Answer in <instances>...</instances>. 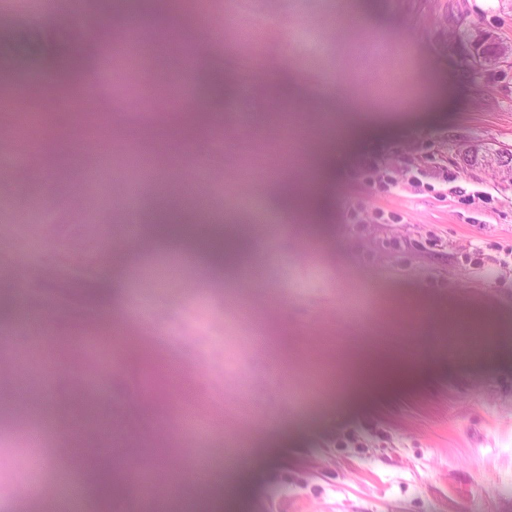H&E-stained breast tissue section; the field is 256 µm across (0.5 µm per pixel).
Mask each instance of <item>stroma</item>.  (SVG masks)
<instances>
[{
    "label": "stroma",
    "mask_w": 512,
    "mask_h": 512,
    "mask_svg": "<svg viewBox=\"0 0 512 512\" xmlns=\"http://www.w3.org/2000/svg\"><path fill=\"white\" fill-rule=\"evenodd\" d=\"M49 10L0 0V72L25 82L75 38ZM203 16L214 33L188 102L221 113L216 133L187 137L168 164L117 135L73 176L40 159L0 177V365L33 395L0 397V512H69L81 480L59 402L76 395L112 417L116 442L161 451L183 495L207 496L195 476L218 474L223 512H512V177L464 161L512 150V63L476 76L462 60L472 29L512 44V0H352L348 14L334 0H192L173 22ZM254 59L268 78L295 74L301 100L277 115L260 98L212 104L210 70ZM181 77L178 58L128 51L100 111L164 116L158 92ZM369 105L383 108L376 127L344 145L337 107ZM245 110L261 125L295 118L300 155L332 153L319 177L286 164L294 192L316 191L314 219L285 217L274 180L225 152ZM90 193L99 233L79 241ZM170 205L241 239L276 225L254 244L264 288L157 238ZM17 290L45 306L48 340L19 317ZM355 351L412 373L347 395ZM164 357L180 378L157 381Z\"/></svg>",
    "instance_id": "1"
}]
</instances>
